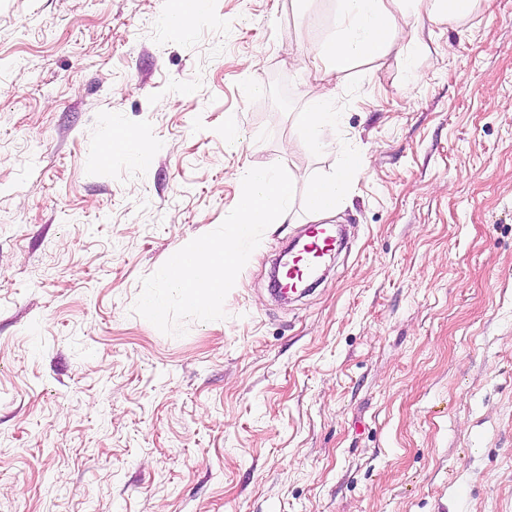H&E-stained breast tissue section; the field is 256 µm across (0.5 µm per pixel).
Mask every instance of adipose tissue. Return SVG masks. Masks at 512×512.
<instances>
[{
  "instance_id": "obj_1",
  "label": "adipose tissue",
  "mask_w": 512,
  "mask_h": 512,
  "mask_svg": "<svg viewBox=\"0 0 512 512\" xmlns=\"http://www.w3.org/2000/svg\"><path fill=\"white\" fill-rule=\"evenodd\" d=\"M477 2L456 0L451 9L447 0H336V28L314 53L313 60L330 61L333 70L341 72L356 60L383 57L396 41L419 45L421 16H428L434 23L461 22L470 16ZM297 123L309 144L323 147L328 133L340 127L342 117L332 97L321 95L299 113ZM353 169L352 161H345L333 177L310 185L306 210L313 221L335 213Z\"/></svg>"
}]
</instances>
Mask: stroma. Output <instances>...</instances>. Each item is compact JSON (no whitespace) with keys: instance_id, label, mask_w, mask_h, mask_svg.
I'll list each match as a JSON object with an SVG mask.
<instances>
[{"instance_id":"obj_1","label":"stroma","mask_w":512,"mask_h":512,"mask_svg":"<svg viewBox=\"0 0 512 512\" xmlns=\"http://www.w3.org/2000/svg\"><path fill=\"white\" fill-rule=\"evenodd\" d=\"M175 5L0 0V512H512V0L327 81L302 56L334 0H209L181 28ZM331 89L365 159L347 246L281 303L273 264L343 160L295 118ZM270 163L293 202L226 318L135 314Z\"/></svg>"}]
</instances>
